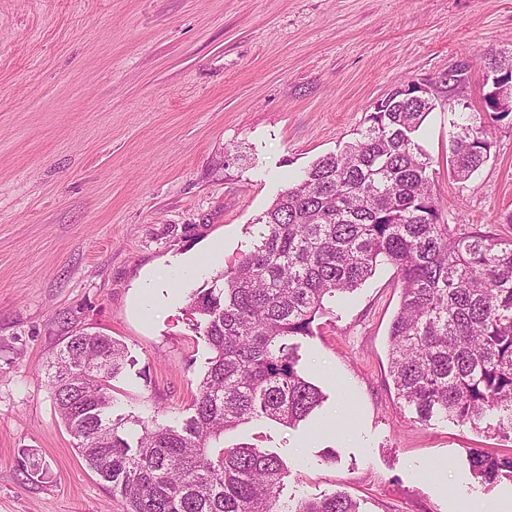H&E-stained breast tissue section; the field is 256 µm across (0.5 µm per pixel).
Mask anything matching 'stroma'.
<instances>
[{"label": "stroma", "mask_w": 512, "mask_h": 512, "mask_svg": "<svg viewBox=\"0 0 512 512\" xmlns=\"http://www.w3.org/2000/svg\"><path fill=\"white\" fill-rule=\"evenodd\" d=\"M506 48L512 0H0V512H125L54 410L48 368L69 336L124 344L114 415L182 419L211 355L190 303L258 218L404 83L468 63L459 97L482 111L478 58ZM453 118L438 98L418 132L439 208L512 238V119L491 122L489 161L459 183ZM219 242L223 259L176 278ZM151 276L177 300L145 299ZM399 305L387 264L328 302L298 350L321 405L294 428L251 419L224 445L281 458L287 501L497 512L512 481L482 485L469 451L512 454V440L413 420L389 374Z\"/></svg>", "instance_id": "1"}]
</instances>
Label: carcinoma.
<instances>
[{"label": "carcinoma", "mask_w": 512, "mask_h": 512, "mask_svg": "<svg viewBox=\"0 0 512 512\" xmlns=\"http://www.w3.org/2000/svg\"><path fill=\"white\" fill-rule=\"evenodd\" d=\"M512 49L484 54L487 114L512 115ZM434 108L406 83L377 101L357 138L317 159L259 218L252 248L190 304L212 356L188 416L174 425L112 418V381L126 365L110 336L79 332L59 350L50 386L75 448L127 512H359L344 492L284 502L287 467L256 447H224L254 417L287 427L320 405L293 340L313 334L326 303L380 264L396 268L401 303L390 329V375L415 420L441 417L512 439V240L450 229L416 133ZM478 112L453 121L448 175L488 161ZM479 482L512 480V455L470 449Z\"/></svg>", "instance_id": "1"}]
</instances>
